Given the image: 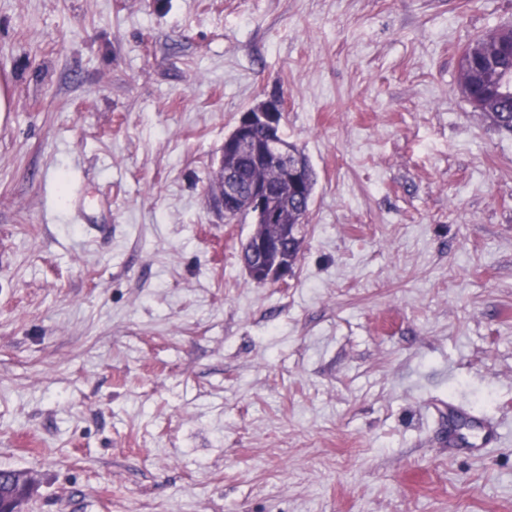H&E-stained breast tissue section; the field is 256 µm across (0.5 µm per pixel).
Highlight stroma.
<instances>
[{"label": "stroma", "instance_id": "1", "mask_svg": "<svg viewBox=\"0 0 512 512\" xmlns=\"http://www.w3.org/2000/svg\"><path fill=\"white\" fill-rule=\"evenodd\" d=\"M512 0H0V469L25 512H512V133L462 47ZM281 95L317 176L259 285L212 208ZM243 264L249 278L257 284L283 283L290 276V271L283 265L268 267ZM469 430V436L465 439L464 444L468 449L477 452L488 447L499 432L493 421L486 422L475 414L470 416ZM34 481L26 473L18 480L17 490L11 493L1 494L0 491V512H21L22 505L32 494Z\"/></svg>", "mask_w": 512, "mask_h": 512}]
</instances>
